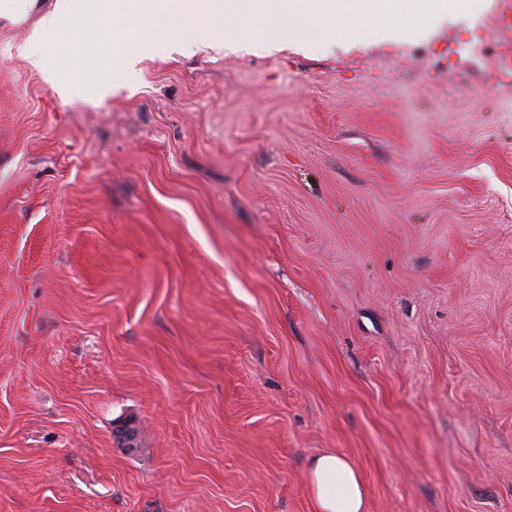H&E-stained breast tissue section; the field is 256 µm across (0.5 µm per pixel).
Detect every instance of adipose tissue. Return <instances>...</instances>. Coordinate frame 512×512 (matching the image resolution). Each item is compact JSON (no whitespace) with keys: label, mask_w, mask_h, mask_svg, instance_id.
I'll return each mask as SVG.
<instances>
[{"label":"adipose tissue","mask_w":512,"mask_h":512,"mask_svg":"<svg viewBox=\"0 0 512 512\" xmlns=\"http://www.w3.org/2000/svg\"><path fill=\"white\" fill-rule=\"evenodd\" d=\"M307 480L315 512H366L363 478L348 458L334 453L314 457Z\"/></svg>","instance_id":"ef3b65f1"}]
</instances>
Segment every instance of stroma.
I'll use <instances>...</instances> for the list:
<instances>
[{"label": "stroma", "mask_w": 512, "mask_h": 512, "mask_svg": "<svg viewBox=\"0 0 512 512\" xmlns=\"http://www.w3.org/2000/svg\"><path fill=\"white\" fill-rule=\"evenodd\" d=\"M328 49L127 46L62 101L0 10V512H512V0ZM137 429L127 448L116 429ZM307 480L315 512H366L363 478L348 458L336 453L314 457Z\"/></svg>", "instance_id": "obj_1"}]
</instances>
